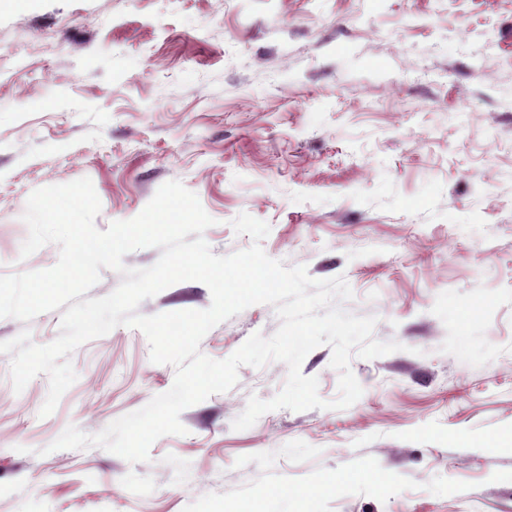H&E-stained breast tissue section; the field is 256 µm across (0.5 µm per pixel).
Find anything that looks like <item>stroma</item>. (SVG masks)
I'll use <instances>...</instances> for the list:
<instances>
[{"label":"stroma","mask_w":512,"mask_h":512,"mask_svg":"<svg viewBox=\"0 0 512 512\" xmlns=\"http://www.w3.org/2000/svg\"><path fill=\"white\" fill-rule=\"evenodd\" d=\"M87 177L99 230L136 217L164 183L213 218V254L248 248L231 222L270 226L265 253L344 277V308L403 349L352 356L343 410L279 409L287 367L185 409L186 432L132 464L100 448L50 451L170 389L138 329L71 355L76 382L41 416L49 381L15 393L0 354V512H512V0H23L0 8V275L28 258L36 189ZM184 281L144 315L202 310ZM60 311L0 318V341L45 345ZM280 321L256 304L213 327L221 360ZM332 350L301 372L338 397Z\"/></svg>","instance_id":"35a3bbf8"}]
</instances>
